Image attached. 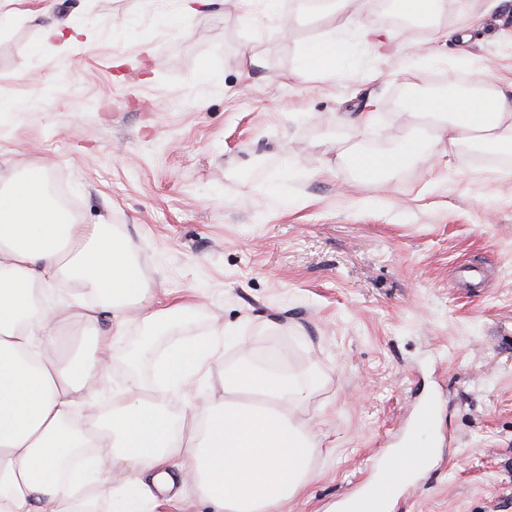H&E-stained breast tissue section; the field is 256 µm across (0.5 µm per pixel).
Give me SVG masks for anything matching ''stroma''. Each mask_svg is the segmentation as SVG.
<instances>
[{
    "label": "stroma",
    "instance_id": "35a3bbf8",
    "mask_svg": "<svg viewBox=\"0 0 512 512\" xmlns=\"http://www.w3.org/2000/svg\"><path fill=\"white\" fill-rule=\"evenodd\" d=\"M452 19L391 24L396 0H9L0 33V185L34 166L90 224L129 236L151 308L198 299L175 338L226 330L203 385L224 393L244 355L276 351L299 378L317 448L283 512H337L437 406L427 472L391 512H512V172L475 147L427 149L384 180L342 151L390 153L427 136L400 93L483 68L512 82V0H446ZM56 26V41L44 30ZM328 32L335 74L304 69ZM374 113L370 126L360 113ZM146 328L127 320L84 411L103 419Z\"/></svg>",
    "mask_w": 512,
    "mask_h": 512
}]
</instances>
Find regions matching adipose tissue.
<instances>
[{
  "mask_svg": "<svg viewBox=\"0 0 512 512\" xmlns=\"http://www.w3.org/2000/svg\"><path fill=\"white\" fill-rule=\"evenodd\" d=\"M348 46L335 35L310 43L303 66L334 73ZM410 106L435 127L436 142L512 153V87L461 88L415 97ZM419 143L396 153H349L359 173L382 177L421 158ZM130 239L106 218L86 224L49 191L35 166L0 187V512H92L88 489L112 488V473L129 480L114 512H143L158 485L193 481L213 512H281L312 475L316 443L293 418L316 375L299 379L253 357L224 377V394L197 409L185 434L160 400L140 393L137 376L101 421L78 422L105 372L104 344L122 334L120 321L149 295ZM61 280L77 292L54 294ZM77 315L97 346L72 366L52 360L62 313ZM206 341H175L163 354L144 342L130 360L152 357L157 380L179 389L213 356Z\"/></svg>",
  "mask_w": 512,
  "mask_h": 512,
  "instance_id": "obj_1",
  "label": "adipose tissue"
}]
</instances>
